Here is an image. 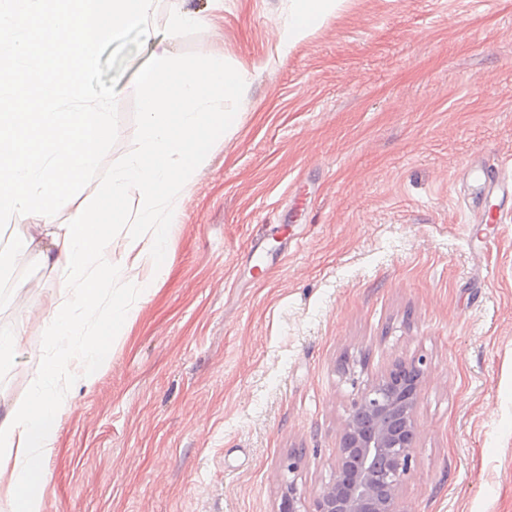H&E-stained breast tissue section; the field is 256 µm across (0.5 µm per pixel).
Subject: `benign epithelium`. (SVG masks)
I'll list each match as a JSON object with an SVG mask.
<instances>
[{"instance_id": "obj_1", "label": "benign epithelium", "mask_w": 512, "mask_h": 512, "mask_svg": "<svg viewBox=\"0 0 512 512\" xmlns=\"http://www.w3.org/2000/svg\"><path fill=\"white\" fill-rule=\"evenodd\" d=\"M423 376L421 362L401 361L361 392L340 430L333 480L307 499L286 483L276 512H399Z\"/></svg>"}]
</instances>
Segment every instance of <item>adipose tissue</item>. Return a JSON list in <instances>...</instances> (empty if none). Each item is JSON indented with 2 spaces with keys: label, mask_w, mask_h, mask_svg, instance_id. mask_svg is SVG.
I'll return each instance as SVG.
<instances>
[{
  "label": "adipose tissue",
  "mask_w": 512,
  "mask_h": 512,
  "mask_svg": "<svg viewBox=\"0 0 512 512\" xmlns=\"http://www.w3.org/2000/svg\"><path fill=\"white\" fill-rule=\"evenodd\" d=\"M154 0H0V215L26 219L24 242L0 251V269L39 258L62 268L65 289L42 310L46 352L28 392L0 411V472L9 471L8 512H41L37 487L56 449L62 414L92 386L112 342L135 317L129 288L148 296L187 192L216 142L234 134L243 72L208 57L186 67L169 51L142 76L137 148L113 172L94 208L58 224V200L95 168L109 132L105 100L89 70L103 43L127 26L147 28ZM336 7L293 0L281 28L287 47ZM116 221L104 228L105 212ZM123 254L113 259L112 244Z\"/></svg>",
  "instance_id": "ef3b65f1"
}]
</instances>
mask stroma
Segmentation results:
<instances>
[{
	"label": "stroma",
	"instance_id": "stroma-1",
	"mask_svg": "<svg viewBox=\"0 0 512 512\" xmlns=\"http://www.w3.org/2000/svg\"><path fill=\"white\" fill-rule=\"evenodd\" d=\"M207 23L121 30L88 76L112 132L55 208L67 223L136 148L155 53L244 71L234 134L189 191L158 284L61 420L42 512H275L283 462L328 484L352 401L423 359L401 512H512V201L476 224L465 173L512 164V0H340L280 49L289 0H184ZM62 271L0 275V332L30 287L0 396L27 393Z\"/></svg>",
	"mask_w": 512,
	"mask_h": 512
}]
</instances>
